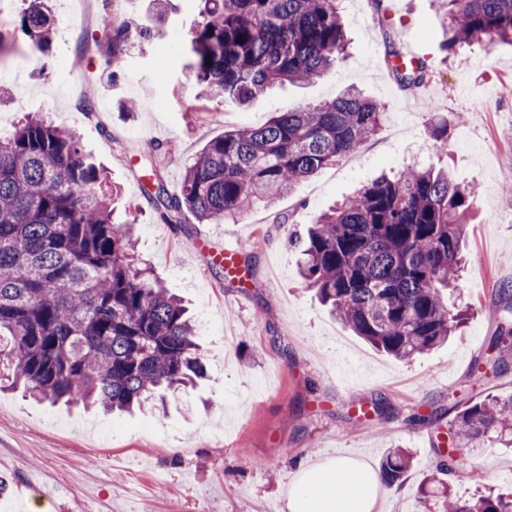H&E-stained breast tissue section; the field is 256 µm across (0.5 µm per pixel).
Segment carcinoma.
<instances>
[{
	"label": "carcinoma",
	"mask_w": 512,
	"mask_h": 512,
	"mask_svg": "<svg viewBox=\"0 0 512 512\" xmlns=\"http://www.w3.org/2000/svg\"><path fill=\"white\" fill-rule=\"evenodd\" d=\"M340 0H205L192 52L204 90L244 104L274 84L309 83L347 44ZM454 49L469 40L512 43V0H440ZM104 55L117 63L123 29L102 21ZM33 48L55 32L43 4L20 18ZM386 65L404 90L430 78L427 62ZM384 113L350 89L336 99L280 112L211 140L186 167L177 193L147 192L168 224L187 211L200 223H236L272 206L300 181L359 150ZM104 171L79 137L29 114L0 133V381L42 402L128 412L204 373L186 308L137 263L132 228L112 223ZM473 192L449 171L418 164L362 186L300 237L299 273L321 303L357 336L408 360L445 341L461 312L448 302L461 268L464 220ZM512 330L493 337L506 364ZM512 444V398L465 406L448 430L447 475L493 439ZM410 454L390 450L384 483L402 480ZM443 512H512V499H454L431 490Z\"/></svg>",
	"instance_id": "carcinoma-1"
}]
</instances>
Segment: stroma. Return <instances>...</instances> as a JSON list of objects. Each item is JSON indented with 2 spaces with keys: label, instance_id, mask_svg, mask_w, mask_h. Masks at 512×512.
<instances>
[{
  "label": "stroma",
  "instance_id": "obj_1",
  "mask_svg": "<svg viewBox=\"0 0 512 512\" xmlns=\"http://www.w3.org/2000/svg\"><path fill=\"white\" fill-rule=\"evenodd\" d=\"M349 46L336 67L303 85L275 86L248 106L203 96L192 68L200 0H87L81 27L57 29L35 52L17 34L0 68V133L35 113L75 132L120 191L114 218L135 227V251L189 307L207 375L134 415L87 413L0 391V468L41 473L53 501L30 512H281L298 461L358 457L380 467L389 449H410L412 471L391 486L384 512H416L435 475L456 411L512 396V367L490 347L512 308V45L471 41L444 48L437 0H342ZM128 41L109 67L101 19ZM414 49L432 68L419 91L401 90L382 63L389 44ZM481 67H474V60ZM355 86L380 106V129L355 153L300 182L269 208L234 224L190 213L163 221L143 185L169 191L225 129L271 113L324 103ZM92 110H85V103ZM448 119L444 137L432 131ZM449 168L475 193L466 228L467 266L453 299L467 308L447 345L410 360L353 336L315 298L290 242L335 202L383 173L413 164ZM236 245L228 272L195 247ZM456 497L512 493V467L450 476Z\"/></svg>",
  "mask_w": 512,
  "mask_h": 512
}]
</instances>
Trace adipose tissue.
I'll return each instance as SVG.
<instances>
[{
  "instance_id": "adipose-tissue-1",
  "label": "adipose tissue",
  "mask_w": 512,
  "mask_h": 512,
  "mask_svg": "<svg viewBox=\"0 0 512 512\" xmlns=\"http://www.w3.org/2000/svg\"><path fill=\"white\" fill-rule=\"evenodd\" d=\"M378 472L356 458L301 462L285 494L287 512H383Z\"/></svg>"
}]
</instances>
